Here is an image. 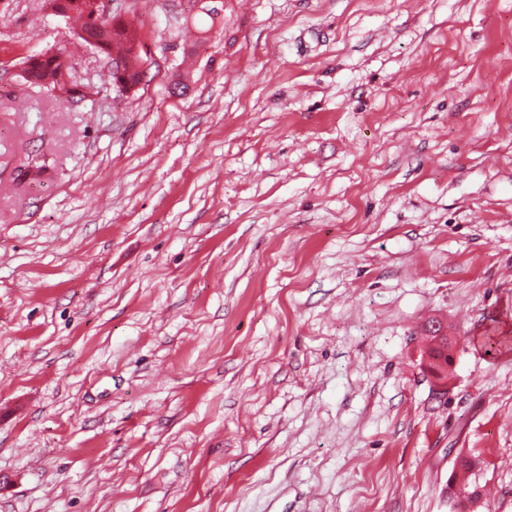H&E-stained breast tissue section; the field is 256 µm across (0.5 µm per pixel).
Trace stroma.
Here are the masks:
<instances>
[{"label": "stroma", "instance_id": "obj_1", "mask_svg": "<svg viewBox=\"0 0 512 512\" xmlns=\"http://www.w3.org/2000/svg\"><path fill=\"white\" fill-rule=\"evenodd\" d=\"M112 10L0 0V512H512V0ZM96 0H47L50 9L60 13L66 21L77 23L75 35L88 45L92 40L97 50L107 58L115 60L121 58L126 61L123 73L110 70V77L114 90L118 94L135 92L141 81L140 67L145 60L144 43L138 28L127 24L118 15L112 13V0H98L96 5L103 15L109 17H95ZM112 66L121 69L122 62L115 60ZM123 81V83H118ZM118 83V84H117ZM117 84V85H116ZM23 74L26 81L37 84L50 92H60L75 98L65 87L64 74L68 76V65L63 52H46L29 56L25 60ZM424 361L432 372H438L441 376L447 375L448 370L451 369L455 363V343L450 340L448 348L443 349L442 355L436 354L431 350V344L425 348L423 354ZM430 364L436 367H431Z\"/></svg>", "mask_w": 512, "mask_h": 512}]
</instances>
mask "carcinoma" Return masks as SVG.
<instances>
[{
    "label": "carcinoma",
    "mask_w": 512,
    "mask_h": 512,
    "mask_svg": "<svg viewBox=\"0 0 512 512\" xmlns=\"http://www.w3.org/2000/svg\"><path fill=\"white\" fill-rule=\"evenodd\" d=\"M50 9L63 19L77 23L75 35L109 59L126 61L124 72L110 71L112 84L122 81L127 91L134 92L141 81L140 67L144 61V43L138 28L124 22L118 15H95V0H47ZM68 65L64 53L46 52L25 60L22 77L50 92L71 95L65 87L64 74Z\"/></svg>",
    "instance_id": "cac0c4a2"
}]
</instances>
